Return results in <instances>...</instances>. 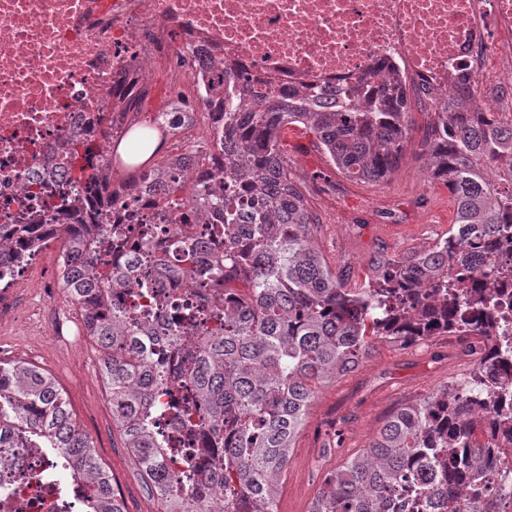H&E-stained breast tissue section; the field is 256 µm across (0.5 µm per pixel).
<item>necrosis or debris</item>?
<instances>
[{
    "mask_svg": "<svg viewBox=\"0 0 512 512\" xmlns=\"http://www.w3.org/2000/svg\"><path fill=\"white\" fill-rule=\"evenodd\" d=\"M161 63L175 71L188 106L175 115L184 144L171 157L180 181L197 184L203 170L187 147L213 135L216 70L240 115L258 91L313 85L332 98L380 66L442 99L475 73L508 85L512 0H0L1 231L24 208L40 223H63L85 194L70 162L73 136L107 142L127 118L115 89L150 90ZM112 221L126 235L98 261L115 268L143 254L145 224L157 228L149 245L159 254L187 235L211 244L204 214L148 179L113 204ZM160 294L169 319L229 300L201 269L168 279ZM189 385L179 378L160 395L157 417L171 438L193 433L185 455L206 482L223 476L224 451L211 443L203 410L178 423L166 414L170 397ZM66 473L45 449L0 448V512H78L85 487L67 485Z\"/></svg>",
    "mask_w": 512,
    "mask_h": 512,
    "instance_id": "obj_1",
    "label": "necrosis or debris"
}]
</instances>
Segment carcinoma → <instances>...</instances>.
Returning a JSON list of instances; mask_svg holds the SVG:
<instances>
[{"label": "carcinoma", "instance_id": "obj_1", "mask_svg": "<svg viewBox=\"0 0 512 512\" xmlns=\"http://www.w3.org/2000/svg\"><path fill=\"white\" fill-rule=\"evenodd\" d=\"M479 92V77L470 76L448 99L432 101L428 166L455 208L448 247L421 259L394 255L377 283L366 288L346 287L315 248L319 219L304 181L288 169L281 132L290 125L308 130L351 182L384 181L408 140L411 97L383 68L370 75L362 92L341 89L336 104L315 101V90H264L242 119L224 97V77L216 76L211 105L224 115L221 154L203 141L189 147L203 166L216 167L193 189L190 202L220 219L222 255L201 261L198 246L188 244L172 256L153 257L154 269L145 277L137 259L117 273L96 262L94 254L119 242L106 217L120 190L146 175L171 192L181 187L162 160L176 133L161 116L146 126L157 145L145 161L125 164L116 152H103L97 166L78 169L94 196L75 200L73 209H93L96 223L68 234L61 279L105 356L113 425L148 488L165 501V512H193L194 503L212 493L203 488L185 499L169 491L165 459L177 449L155 426L153 408L182 367L166 370L140 343L143 336L176 342L183 327L129 321L112 303V289L141 288L199 262L210 281L225 282L237 273L250 284V296L215 313L224 332L184 351L194 392L171 401L168 414L176 421L197 403L205 407L210 438L223 445L225 472L235 480L227 508L279 512L278 477L318 387L362 366L375 352L374 341L452 335L468 324L465 308L477 306L484 314L479 329L488 342H497L485 272L467 273L470 291L459 298L452 289L462 279L448 277V259L457 247L493 257L512 252V127L503 125L500 111L475 107ZM13 235L29 251L40 240L31 224L14 225ZM510 375L512 358H505L500 377L477 368L391 414L368 448L328 473L309 512H479L461 511L457 504L466 501L469 488L483 495L492 488L500 449L512 448V409L500 396ZM18 434L64 458L71 479L89 480V512H126L51 375L23 361L0 360V448Z\"/></svg>", "mask_w": 512, "mask_h": 512}]
</instances>
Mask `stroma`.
<instances>
[{
  "label": "stroma",
  "instance_id": "1",
  "mask_svg": "<svg viewBox=\"0 0 512 512\" xmlns=\"http://www.w3.org/2000/svg\"><path fill=\"white\" fill-rule=\"evenodd\" d=\"M412 113L414 124L399 163L377 184L347 180L305 129L288 127L282 137L292 173L317 183L314 243L350 286L362 284L359 272L348 266L351 259L401 253L423 241L428 226L444 233L453 220L448 190L433 177L425 155L431 116L419 103ZM385 209L394 212V219L382 218ZM59 281L57 255H44L27 268L0 309V345L9 347L14 359L52 375L114 488L127 490V512H161L112 424L110 396L99 377L102 354L86 335L78 307L64 297L52 306L43 300V288ZM456 351V340L448 335L411 346L380 340L364 368L320 386L281 475L279 512H308L325 475L367 448L390 412L463 377Z\"/></svg>",
  "mask_w": 512,
  "mask_h": 512
}]
</instances>
